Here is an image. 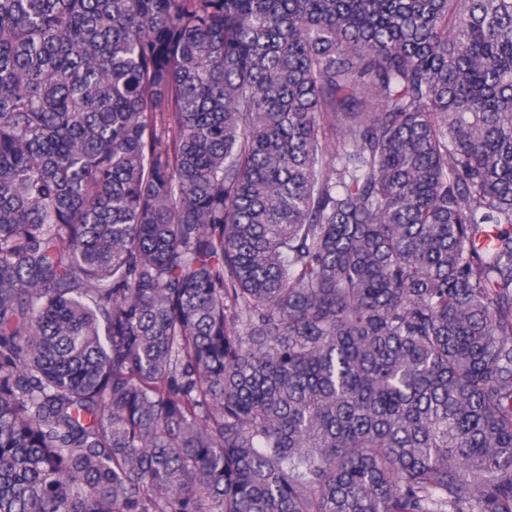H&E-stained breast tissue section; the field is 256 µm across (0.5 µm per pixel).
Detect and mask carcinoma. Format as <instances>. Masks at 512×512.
<instances>
[{"mask_svg":"<svg viewBox=\"0 0 512 512\" xmlns=\"http://www.w3.org/2000/svg\"><path fill=\"white\" fill-rule=\"evenodd\" d=\"M0 512H512V0H0Z\"/></svg>","mask_w":512,"mask_h":512,"instance_id":"cac0c4a2","label":"carcinoma"}]
</instances>
